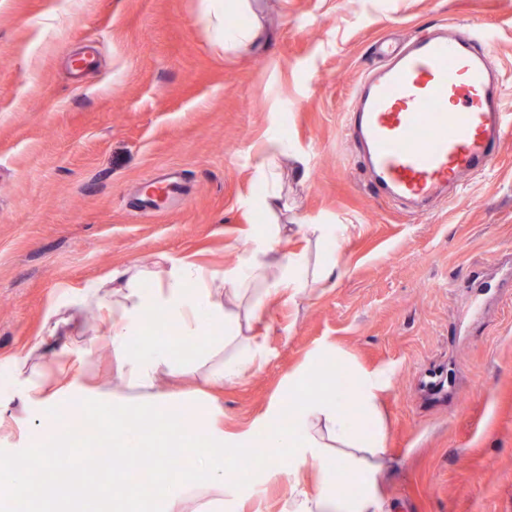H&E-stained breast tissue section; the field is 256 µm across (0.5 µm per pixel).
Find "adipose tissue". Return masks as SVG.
Returning <instances> with one entry per match:
<instances>
[{
  "mask_svg": "<svg viewBox=\"0 0 512 512\" xmlns=\"http://www.w3.org/2000/svg\"><path fill=\"white\" fill-rule=\"evenodd\" d=\"M249 9L248 0H207L212 39L227 49L260 42L263 31L258 25L245 22L233 27L226 21L227 13L243 14ZM287 150L284 138L276 136L265 143L257 160L258 180L264 190L255 201L270 212L278 201L269 186L276 177V161ZM278 244L275 232L255 239L240 262L221 274L181 258L172 261L162 281L143 271L124 270L92 284L83 294L54 298L44 320L43 337L14 358V380L26 410L39 418L64 400L80 410L91 408L100 419L111 422L122 445L136 448L145 432L124 428L122 415L138 408L154 417H177L184 432H200L208 438L210 453L192 455L190 463L205 467L212 485L221 491L208 503L211 512H242L244 501L239 496L234 460L217 455L216 450L227 443L249 447V434L226 435L200 399L169 400L156 393L160 372L182 376L187 367L173 357L167 345L145 338L142 318L150 310L162 312L177 325L180 337L202 342L204 360L219 362L206 374V382L220 386L240 380L261 364L263 352L257 337L243 335L238 317L225 306L226 300L259 284L269 299L295 297L310 285L303 256L281 252ZM93 306L106 311L105 334L117 362L115 378L127 389V396L105 386L89 392L75 384L60 391L35 377L34 363L41 356L45 338L54 336L61 309L79 312ZM229 347L234 348V355L224 356ZM325 361L340 365L349 377L348 387L337 388L334 375H319L317 367ZM384 387L380 376L349 363L331 347L311 356L289 375L284 393L293 404L287 420L268 415L264 427L267 443L288 449L289 468L313 461L318 473L314 491H289L290 512H383L379 484L388 468L387 429L380 403ZM345 476L356 479V489L340 496L335 487Z\"/></svg>",
  "mask_w": 512,
  "mask_h": 512,
  "instance_id": "1",
  "label": "adipose tissue"
}]
</instances>
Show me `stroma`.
<instances>
[{
  "label": "stroma",
  "instance_id": "1",
  "mask_svg": "<svg viewBox=\"0 0 512 512\" xmlns=\"http://www.w3.org/2000/svg\"><path fill=\"white\" fill-rule=\"evenodd\" d=\"M261 43L209 35L203 0H0V402L24 410L12 359L51 298L115 270L164 279L170 260L233 267L271 224L318 274L313 224H347L334 279L264 307V363L210 391L224 431L282 405L289 372L330 346L388 379L386 512H512V140L461 197L413 214L377 197L355 163L346 108L382 37L442 23L497 29L493 59L512 113V0H250ZM286 135L272 186L252 203L258 151ZM178 173L187 205L132 211L150 174ZM96 309L44 345L41 379L68 350L69 382L116 369ZM315 463L264 473L246 512H289Z\"/></svg>",
  "mask_w": 512,
  "mask_h": 512
}]
</instances>
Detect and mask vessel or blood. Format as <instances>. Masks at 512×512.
Here are the masks:
<instances>
[{"label": "vessel or blood", "mask_w": 512, "mask_h": 512, "mask_svg": "<svg viewBox=\"0 0 512 512\" xmlns=\"http://www.w3.org/2000/svg\"><path fill=\"white\" fill-rule=\"evenodd\" d=\"M494 40L491 29L448 24L397 46L376 43L379 63L348 108L356 163L375 195L420 207L491 170L512 134Z\"/></svg>", "instance_id": "vessel-or-blood-1"}]
</instances>
